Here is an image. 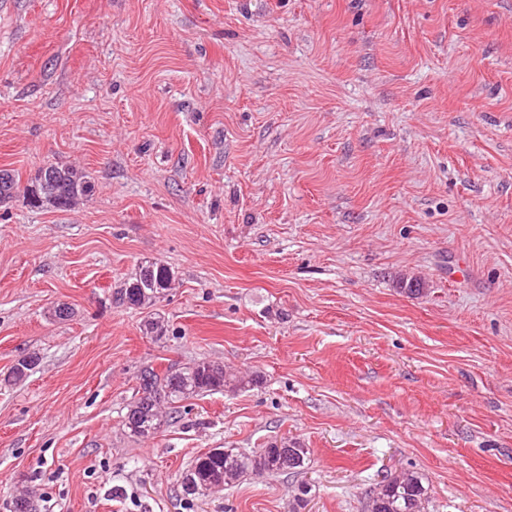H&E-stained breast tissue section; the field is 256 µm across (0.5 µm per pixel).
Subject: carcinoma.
<instances>
[{
	"label": "carcinoma",
	"instance_id": "carcinoma-1",
	"mask_svg": "<svg viewBox=\"0 0 512 512\" xmlns=\"http://www.w3.org/2000/svg\"><path fill=\"white\" fill-rule=\"evenodd\" d=\"M27 201L34 208L51 207L66 211L88 197L94 189L89 175L71 165L47 164L29 182ZM20 192V178L11 169L0 168V207ZM175 280V271L159 259L145 260L123 283L119 302L128 308L148 309L166 296ZM39 362L38 356H25L11 367L7 382L24 381ZM257 384L254 378L224 372V366L196 361L183 367H170L164 373L153 367L138 375L135 399L128 404L123 426L129 435L150 438L178 414L177 404L190 398L226 388H246ZM310 451L295 442L275 441L251 453L236 448H213L195 458L177 479L179 493L187 500L205 496L228 481L244 476L301 474L307 468ZM37 490H29L9 503V512H37ZM430 498V485L417 472L390 476L372 494V512H424Z\"/></svg>",
	"mask_w": 512,
	"mask_h": 512
}]
</instances>
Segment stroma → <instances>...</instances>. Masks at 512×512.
Returning <instances> with one entry per match:
<instances>
[{
  "label": "stroma",
  "mask_w": 512,
  "mask_h": 512,
  "mask_svg": "<svg viewBox=\"0 0 512 512\" xmlns=\"http://www.w3.org/2000/svg\"><path fill=\"white\" fill-rule=\"evenodd\" d=\"M49 163L95 189L0 207V512H364L403 469L512 512V0H0V167ZM146 258L173 288L115 305ZM199 359L258 383L128 437L139 369ZM284 437L306 473L180 497Z\"/></svg>",
  "instance_id": "1"
}]
</instances>
